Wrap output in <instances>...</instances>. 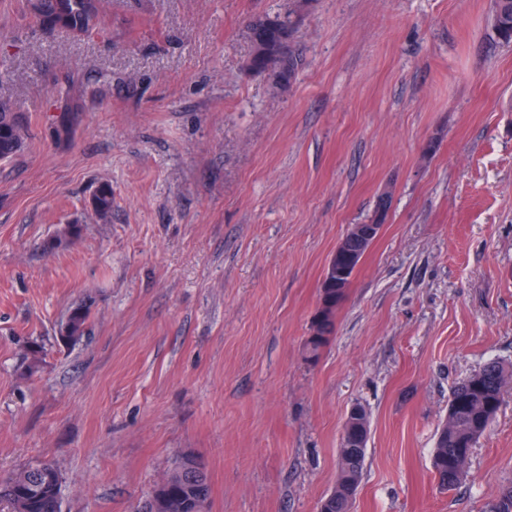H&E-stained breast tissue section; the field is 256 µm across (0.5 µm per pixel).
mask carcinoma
Here are the masks:
<instances>
[{
    "mask_svg": "<svg viewBox=\"0 0 512 512\" xmlns=\"http://www.w3.org/2000/svg\"><path fill=\"white\" fill-rule=\"evenodd\" d=\"M26 8L36 23L45 28L65 27L83 33L99 28L105 13V0H26ZM252 46L262 45L269 56L251 53L249 68L266 75L274 84L288 82L296 71L298 60L293 50L282 51L291 40L294 29L290 16L253 19L248 25ZM492 29L502 42H512V0H495ZM26 128L14 112L13 104L0 100V161L17 157L24 148ZM91 205L101 216L112 211V187L100 185ZM80 227L67 224L48 247L57 248L78 238ZM347 288L320 285V300L325 307L316 312L306 342L307 357L315 360L335 330V311L344 300ZM90 306L73 305L62 322L59 338L64 343L76 342L85 335ZM512 379V367L497 361L466 381L454 386L448 397V417L442 425L431 458L432 471L442 490L456 487L467 474L471 448L486 432L500 407L506 383ZM365 449L349 448L340 441L335 494L329 498L328 512H351L347 498L350 489H358L363 474ZM202 462L193 455H182L174 464L166 483L157 486L156 495L180 500L181 512H207L208 497L200 496L193 472ZM62 477L51 465H29L6 481H0V512H62Z\"/></svg>",
    "mask_w": 512,
    "mask_h": 512,
    "instance_id": "obj_1",
    "label": "carcinoma"
}]
</instances>
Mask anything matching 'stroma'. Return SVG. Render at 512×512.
<instances>
[{"label": "stroma", "mask_w": 512, "mask_h": 512, "mask_svg": "<svg viewBox=\"0 0 512 512\" xmlns=\"http://www.w3.org/2000/svg\"><path fill=\"white\" fill-rule=\"evenodd\" d=\"M492 11L110 0L77 36L0 0V97L27 129L0 164V480L46 462L62 512H132L192 454L208 512H317L360 404L352 512H489L512 485V384L456 490L431 452L452 387L512 364V45ZM265 14L295 23L283 85L248 67ZM384 194L309 360L325 267ZM67 224L80 237L45 250ZM83 300L87 335L59 341Z\"/></svg>", "instance_id": "1"}]
</instances>
